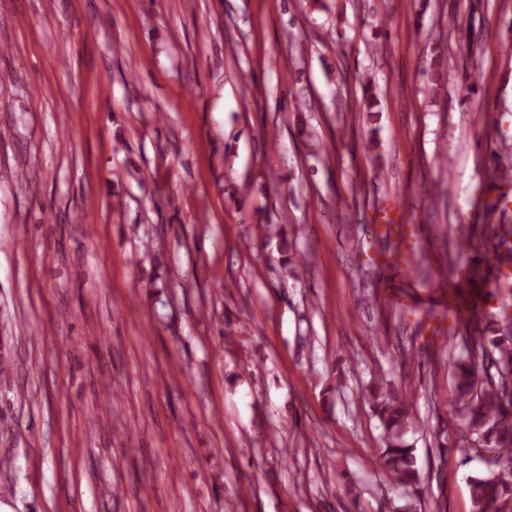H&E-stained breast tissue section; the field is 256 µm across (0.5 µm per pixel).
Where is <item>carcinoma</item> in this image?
<instances>
[{
    "mask_svg": "<svg viewBox=\"0 0 512 512\" xmlns=\"http://www.w3.org/2000/svg\"><path fill=\"white\" fill-rule=\"evenodd\" d=\"M490 236L496 240L493 255L511 263L512 232L495 225ZM489 296L499 300V312L484 315L481 332L463 338L468 356L452 363L454 402L462 423L458 443L461 450L486 458V469L468 478L473 512H512V473L500 472L501 463H512V290ZM492 367L495 376L489 372ZM369 395L382 427L379 469L398 486L416 485L415 449L403 439L412 421L411 402L405 394H384L377 387Z\"/></svg>",
    "mask_w": 512,
    "mask_h": 512,
    "instance_id": "carcinoma-1",
    "label": "carcinoma"
}]
</instances>
